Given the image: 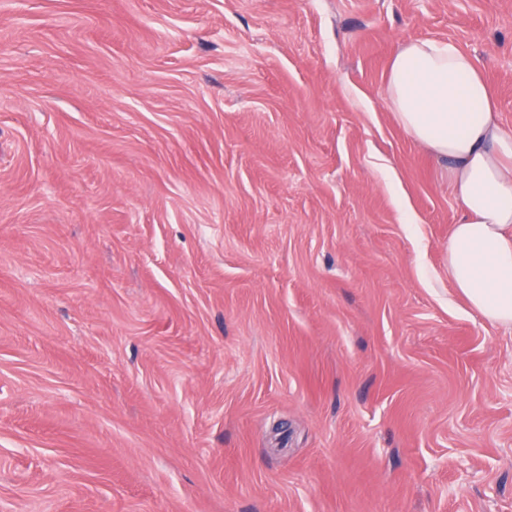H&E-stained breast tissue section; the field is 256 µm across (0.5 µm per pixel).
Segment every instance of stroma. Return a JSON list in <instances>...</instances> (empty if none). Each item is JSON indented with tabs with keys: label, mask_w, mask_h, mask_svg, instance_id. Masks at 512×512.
<instances>
[{
	"label": "stroma",
	"mask_w": 512,
	"mask_h": 512,
	"mask_svg": "<svg viewBox=\"0 0 512 512\" xmlns=\"http://www.w3.org/2000/svg\"><path fill=\"white\" fill-rule=\"evenodd\" d=\"M423 39L512 131V0H0V512H512Z\"/></svg>",
	"instance_id": "obj_1"
}]
</instances>
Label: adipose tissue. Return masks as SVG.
I'll return each instance as SVG.
<instances>
[{
    "instance_id": "obj_1",
    "label": "adipose tissue",
    "mask_w": 512,
    "mask_h": 512,
    "mask_svg": "<svg viewBox=\"0 0 512 512\" xmlns=\"http://www.w3.org/2000/svg\"><path fill=\"white\" fill-rule=\"evenodd\" d=\"M388 101L397 123L446 164L461 216L448 238V275L482 319L512 327V131L473 58L453 41L402 45Z\"/></svg>"
}]
</instances>
